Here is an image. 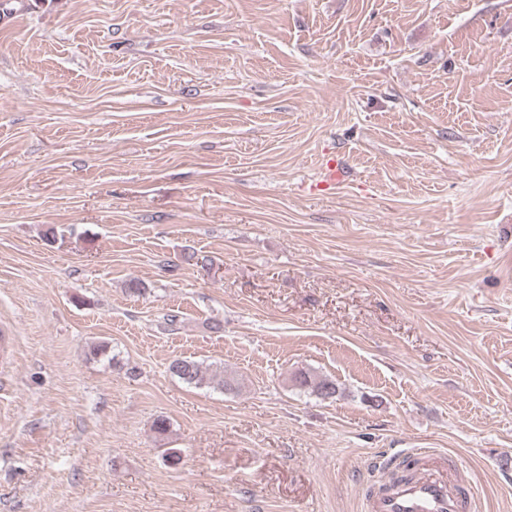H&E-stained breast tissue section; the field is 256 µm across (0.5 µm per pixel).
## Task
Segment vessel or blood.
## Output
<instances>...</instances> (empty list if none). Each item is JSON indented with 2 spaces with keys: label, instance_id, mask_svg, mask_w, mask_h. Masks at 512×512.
Masks as SVG:
<instances>
[{
  "label": "vessel or blood",
  "instance_id": "obj_1",
  "mask_svg": "<svg viewBox=\"0 0 512 512\" xmlns=\"http://www.w3.org/2000/svg\"><path fill=\"white\" fill-rule=\"evenodd\" d=\"M468 482L441 454L401 453L393 471L367 490L365 512H464Z\"/></svg>",
  "mask_w": 512,
  "mask_h": 512
}]
</instances>
